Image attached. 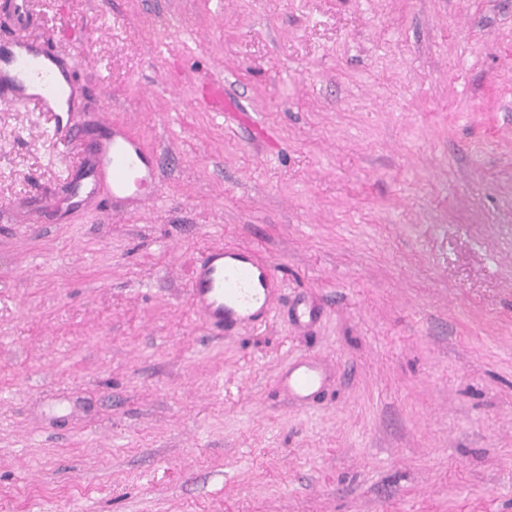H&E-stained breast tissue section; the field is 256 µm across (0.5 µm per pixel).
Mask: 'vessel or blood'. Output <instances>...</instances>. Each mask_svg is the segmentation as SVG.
Instances as JSON below:
<instances>
[{
    "label": "vessel or blood",
    "instance_id": "1",
    "mask_svg": "<svg viewBox=\"0 0 512 512\" xmlns=\"http://www.w3.org/2000/svg\"><path fill=\"white\" fill-rule=\"evenodd\" d=\"M9 29L0 35V101L11 105L35 104L42 111L60 113L55 134L82 138L73 119L79 104L73 94L76 78L59 71V54L49 39L33 36L38 22L31 0H0ZM160 162L121 129L98 141L84 170L70 183L68 194L81 195L86 186L107 187L115 197L128 194L158 198ZM281 280L274 265L247 246L216 247L205 253L191 274L188 300L203 324L212 330H230L249 323L271 306ZM312 369L288 371L284 386L295 394L314 388Z\"/></svg>",
    "mask_w": 512,
    "mask_h": 512
}]
</instances>
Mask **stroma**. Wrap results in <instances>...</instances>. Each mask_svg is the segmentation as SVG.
Listing matches in <instances>:
<instances>
[{
	"instance_id": "stroma-1",
	"label": "stroma",
	"mask_w": 512,
	"mask_h": 512,
	"mask_svg": "<svg viewBox=\"0 0 512 512\" xmlns=\"http://www.w3.org/2000/svg\"><path fill=\"white\" fill-rule=\"evenodd\" d=\"M32 8L88 128L0 102V512H512V0ZM106 125L158 199L19 209ZM217 245L283 280L223 333ZM280 284L274 265L252 248L220 246L193 267L188 300L207 328L224 332L265 313ZM281 381L287 389L301 397L303 393L314 388L318 382V376L311 368L302 371L290 370Z\"/></svg>"
}]
</instances>
